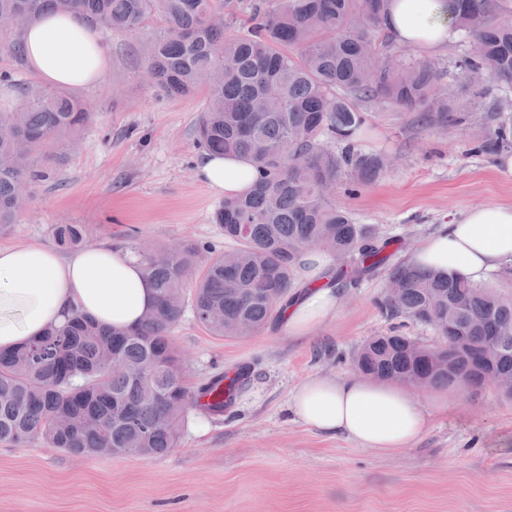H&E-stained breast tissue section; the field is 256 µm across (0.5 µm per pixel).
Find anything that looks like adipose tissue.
<instances>
[{"instance_id": "obj_1", "label": "adipose tissue", "mask_w": 512, "mask_h": 512, "mask_svg": "<svg viewBox=\"0 0 512 512\" xmlns=\"http://www.w3.org/2000/svg\"><path fill=\"white\" fill-rule=\"evenodd\" d=\"M384 30L399 44L434 51L451 31L448 0H391ZM22 57L46 84L77 89L100 82L109 68V49L93 23L73 12H47L20 33ZM202 180L219 194H241L256 182L253 162L240 156L204 153L197 162ZM409 265L452 273L479 284L489 273L512 266V204H481L437 225L407 257ZM301 296L284 320L302 337L333 319L341 294L322 276L330 266L321 252L304 254ZM154 303L143 257L109 244H91L61 257L41 243L0 246V351L44 335L78 310L102 326L136 327ZM435 399L423 411L395 384L358 376L312 378L295 390L291 413L327 433L340 432L367 448L396 452L411 446L445 410Z\"/></svg>"}]
</instances>
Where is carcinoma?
<instances>
[{
	"label": "carcinoma",
	"instance_id": "obj_1",
	"mask_svg": "<svg viewBox=\"0 0 512 512\" xmlns=\"http://www.w3.org/2000/svg\"><path fill=\"white\" fill-rule=\"evenodd\" d=\"M390 0H254L246 34L224 36L217 0H0V15L30 22L47 10L77 12L109 29L135 32L159 21L148 76L174 98L203 94L197 144L216 155L248 157L260 177L247 192L226 197L212 223L238 244L199 268L200 248L181 241L144 255L155 303L132 329L99 326L73 312L39 339L0 352V444L36 439L72 455L94 457L118 448L160 457L176 447L192 406L224 412L216 375L192 391L184 359L171 339L191 304L195 320L215 336L256 332L288 308L300 254L313 246L341 261L331 271L350 288L388 260L390 240L336 204L332 194L377 180L386 156L357 148L365 123L361 102L419 114L428 127H459L485 107L487 132L475 152L512 147V127L500 108L483 105L486 78L512 87V0H453L452 29L472 39L462 59L463 85L448 99L433 94L436 74L421 61L391 65L393 40L381 28ZM91 112L65 92L29 85L19 104L0 109V233L19 213L27 181L37 177L26 139L39 149L62 139L73 146ZM339 145L334 150L332 144ZM82 224L53 229L56 246L85 243ZM399 305L380 307L433 328L456 351L453 362L433 347L392 334L366 340L354 357L374 379L431 388L477 390L489 372L512 373V296L453 274L387 269ZM126 366L112 373V358Z\"/></svg>",
	"mask_w": 512,
	"mask_h": 512
}]
</instances>
